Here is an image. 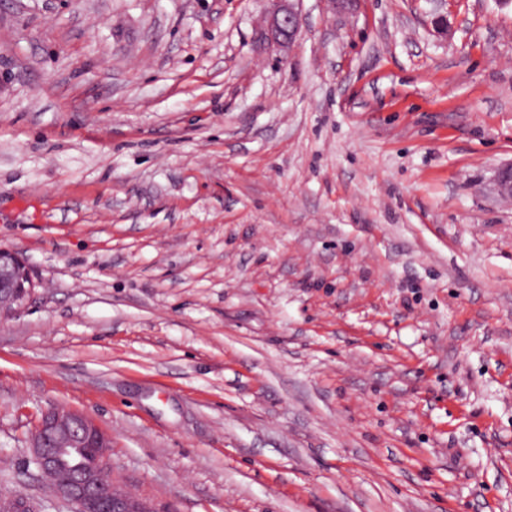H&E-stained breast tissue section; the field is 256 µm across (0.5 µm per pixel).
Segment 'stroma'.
I'll return each mask as SVG.
<instances>
[{
  "label": "stroma",
  "instance_id": "35a3bbf8",
  "mask_svg": "<svg viewBox=\"0 0 512 512\" xmlns=\"http://www.w3.org/2000/svg\"><path fill=\"white\" fill-rule=\"evenodd\" d=\"M271 7L0 0V488L58 405L156 512H512V9ZM274 9L268 18L267 31L270 40L279 46L293 44L301 33V17L296 11L297 0H271ZM37 283L21 255L0 248V318L10 317L26 307Z\"/></svg>",
  "mask_w": 512,
  "mask_h": 512
}]
</instances>
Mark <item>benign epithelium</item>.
<instances>
[{"label":"benign epithelium","instance_id":"7a95c632","mask_svg":"<svg viewBox=\"0 0 512 512\" xmlns=\"http://www.w3.org/2000/svg\"><path fill=\"white\" fill-rule=\"evenodd\" d=\"M268 18L270 40L279 46L294 43L301 33L296 0H272ZM500 199H512V164L495 179ZM37 283L21 255L0 248V318L26 307ZM111 438L83 413L64 406L45 411L28 438L29 458L37 463V476L53 496L74 512H155L152 505L117 490L109 475Z\"/></svg>","mask_w":512,"mask_h":512}]
</instances>
